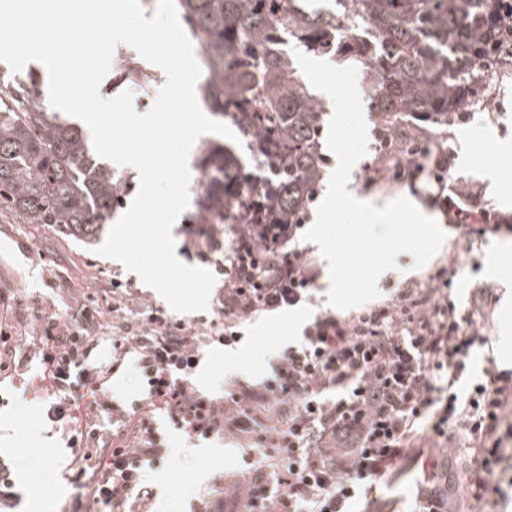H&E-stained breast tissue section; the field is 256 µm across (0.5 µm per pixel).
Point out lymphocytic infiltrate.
Instances as JSON below:
<instances>
[{"label":"lymphocytic infiltrate","mask_w":512,"mask_h":512,"mask_svg":"<svg viewBox=\"0 0 512 512\" xmlns=\"http://www.w3.org/2000/svg\"><path fill=\"white\" fill-rule=\"evenodd\" d=\"M397 171L427 178L428 198L461 233L433 273L385 292L346 315H315L299 341L273 355L266 376L230 383L222 398L199 395L192 372L202 343L238 342L237 325L266 312L315 303L320 269L295 242L294 224H194L198 255L222 277L210 324L172 322L150 312L139 329L106 324L99 311L78 305L63 318L38 311L33 347L57 401L47 416L70 434L77 454L79 499L148 506L143 468L165 455L148 417L119 414L133 446L89 447L108 406L110 367L90 361L96 336L121 333L140 355L149 406L168 409L189 434L227 433L252 443L257 465L216 477L203 512H256L269 476L280 486V512H352L397 472L410 451L469 441L465 495L481 512L512 500V367L488 361L475 372L472 353L491 345L487 328L497 299L474 289L460 312L450 297V266L490 234L512 231V217L491 208L481 191L454 182L450 156L414 145L394 153Z\"/></svg>","instance_id":"lymphocytic-infiltrate-1"}]
</instances>
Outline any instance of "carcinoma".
I'll return each instance as SVG.
<instances>
[{"label": "carcinoma", "mask_w": 512, "mask_h": 512, "mask_svg": "<svg viewBox=\"0 0 512 512\" xmlns=\"http://www.w3.org/2000/svg\"><path fill=\"white\" fill-rule=\"evenodd\" d=\"M201 49L204 103L249 151L223 146L202 159L199 224H299L323 174L322 105L276 39L319 56L354 57L375 84L374 109L447 121L512 48V0H176ZM364 20L372 45L341 41ZM127 188L97 162L89 134L46 103L35 79L0 82V205L28 224L96 237Z\"/></svg>", "instance_id": "cac0c4a2"}]
</instances>
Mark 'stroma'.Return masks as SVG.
I'll return each mask as SVG.
<instances>
[{
	"instance_id": "35a3bbf8",
	"label": "stroma",
	"mask_w": 512,
	"mask_h": 512,
	"mask_svg": "<svg viewBox=\"0 0 512 512\" xmlns=\"http://www.w3.org/2000/svg\"><path fill=\"white\" fill-rule=\"evenodd\" d=\"M148 78H140V71ZM166 81L164 71L143 59L126 44L114 51L112 66L100 84V94L112 98L123 90L135 95L138 113L147 112ZM501 112L483 111L474 118L450 120L440 124L411 116L398 124L396 133L405 140L418 136L431 139L433 150L452 152L451 176L465 186L479 188L485 201L498 211L512 214V95L504 100ZM487 146L489 160L476 163L472 154ZM378 149L377 138H370L367 154L354 166L350 189L371 198L376 206L399 196L414 198L423 208H430L422 184H410L388 172L377 182H369L368 170L387 164ZM106 232L89 241L59 228L27 224L13 212L0 209V290L9 298V326H22L24 337L0 342V457L14 461L9 478L19 488L20 512H72L75 499V475L68 468L70 451L67 436L46 415L40 393L41 364L29 348L35 334L32 315L36 309L55 310L63 316L73 314L75 300L98 302L112 296L113 281H120L128 300L116 313L118 321L142 320L144 307H165L166 302L141 277L115 260L96 255ZM453 297L467 306L472 289H492L498 298L491 333L497 340L494 352L501 364L512 365V234L484 240L449 272ZM317 307L298 308L297 319L283 312L252 319L240 328L236 345L240 353L238 368H230L224 348L205 347L194 371L200 393L212 395L234 376H260L266 369V356L297 340ZM135 352H128L122 366L112 377L109 398L113 404L131 408L145 399V385L134 366ZM163 433L167 455L147 468L145 478L155 497L153 512H198L199 498L214 475L243 471L254 459L241 443L230 436L202 440L188 436L170 422L165 413L154 415ZM401 476L390 479L378 493L381 512H410L419 484L420 469L403 463Z\"/></svg>"
}]
</instances>
